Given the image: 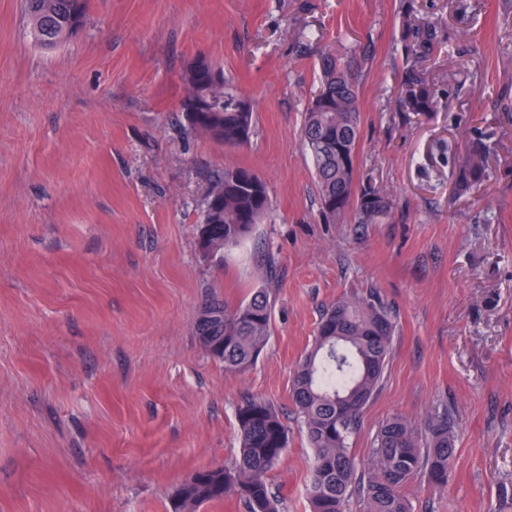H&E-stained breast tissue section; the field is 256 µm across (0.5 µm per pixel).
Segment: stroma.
I'll list each match as a JSON object with an SVG mask.
<instances>
[{"label":"stroma","instance_id":"obj_1","mask_svg":"<svg viewBox=\"0 0 512 512\" xmlns=\"http://www.w3.org/2000/svg\"><path fill=\"white\" fill-rule=\"evenodd\" d=\"M410 20L438 30L425 115L397 107ZM327 53L358 76L356 178L391 196L373 223L319 212L300 137ZM200 57L254 103L242 147L176 126ZM479 140L490 177L456 194L451 159ZM228 165L269 208L207 259L198 205ZM267 287L269 342L225 372L193 333L203 302ZM372 289L397 327L354 455L392 416L447 414L448 486L411 483L414 512H512V0H87L53 49L0 0V512H168L185 478L233 462L247 396L281 412L269 481L309 512L294 364L325 303Z\"/></svg>","mask_w":512,"mask_h":512}]
</instances>
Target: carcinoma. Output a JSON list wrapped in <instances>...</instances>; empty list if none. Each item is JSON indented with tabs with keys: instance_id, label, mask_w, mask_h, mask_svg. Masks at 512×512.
I'll return each instance as SVG.
<instances>
[{
	"instance_id": "1",
	"label": "carcinoma",
	"mask_w": 512,
	"mask_h": 512,
	"mask_svg": "<svg viewBox=\"0 0 512 512\" xmlns=\"http://www.w3.org/2000/svg\"><path fill=\"white\" fill-rule=\"evenodd\" d=\"M25 16L41 46L53 48L83 22L85 0H25ZM438 38L429 24L407 30L406 57L397 102L400 111L426 114L436 106L434 85L419 67ZM321 84L309 103L301 141L315 169L321 212L336 221L354 211L363 223L383 216L391 200L382 189L357 184L355 148L359 136L360 100L347 60L326 55ZM181 101L183 130L224 146H243L253 134V112H237L229 93L239 92L222 68L190 67L184 75ZM486 145L476 144L458 160L455 190L477 192L489 178ZM209 190L199 205L200 224L207 227L213 256L238 246L267 211L262 180L243 166L214 170ZM271 292L260 288L229 305L217 294L206 300L195 323L198 343L213 351L229 373L252 367L271 336ZM395 315L382 297L371 292L341 297L321 315L310 349L293 373L291 397L314 459L307 486L310 512H349L357 500L361 512H412L407 486L420 475L436 490L448 485L455 455V436L448 415L416 422L397 415L377 430L367 460L351 452V438L363 412L384 379L393 350ZM239 454L232 467L198 471L174 490L171 512H196L201 505L235 496L245 512H283L271 491L268 475L288 447V426L277 410L261 398L246 397L238 405Z\"/></svg>"
}]
</instances>
